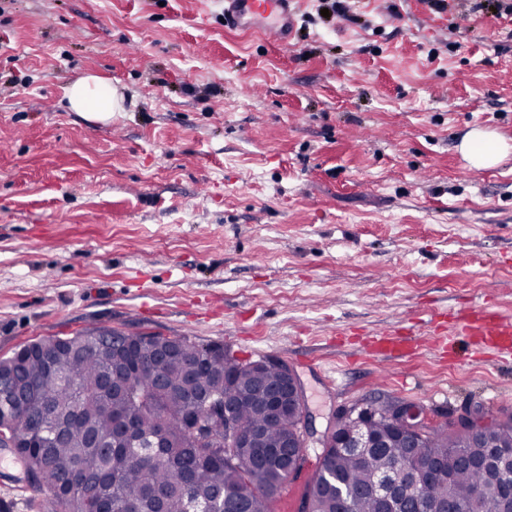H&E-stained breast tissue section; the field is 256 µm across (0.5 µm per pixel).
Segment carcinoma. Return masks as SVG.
Returning a JSON list of instances; mask_svg holds the SVG:
<instances>
[{
  "label": "carcinoma",
  "mask_w": 512,
  "mask_h": 512,
  "mask_svg": "<svg viewBox=\"0 0 512 512\" xmlns=\"http://www.w3.org/2000/svg\"><path fill=\"white\" fill-rule=\"evenodd\" d=\"M110 328L70 336H43L0 358V369L19 365L30 397L0 405V426L17 443V455L48 491L46 512H271L288 480L281 444L292 418L272 416L250 362L224 356L218 344L186 336L143 334L132 351L96 340ZM172 345L163 369L167 387L153 391L157 354ZM238 398L235 423L245 446L224 458V396ZM385 446L360 455L325 448L306 486L309 512H381L370 487L389 469L427 474L447 471L448 480L417 486L401 481L406 512L415 499L428 512L457 495L474 512H500L512 480V420L466 439L445 431L426 436L422 448H402L385 412L370 418ZM163 440L141 454L140 438ZM506 449L501 474L483 464L488 446ZM164 492L157 498V492Z\"/></svg>",
  "instance_id": "obj_1"
}]
</instances>
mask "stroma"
I'll return each mask as SVG.
<instances>
[{
	"instance_id": "35a3bbf8",
	"label": "stroma",
	"mask_w": 512,
	"mask_h": 512,
	"mask_svg": "<svg viewBox=\"0 0 512 512\" xmlns=\"http://www.w3.org/2000/svg\"><path fill=\"white\" fill-rule=\"evenodd\" d=\"M294 0L290 46L224 25V0H13L0 13V357L115 328L278 358L312 428L394 397L434 428L512 415V360L424 343L385 361L371 333L512 316V159L470 168L462 137L512 144V14L476 0ZM123 97L71 111L86 74ZM321 454L275 500L296 512ZM0 512H40L0 448ZM64 97L74 112L89 120L106 123L112 112L121 111V98L114 92L112 81L99 75H86L64 89Z\"/></svg>"
}]
</instances>
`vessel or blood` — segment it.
<instances>
[{
    "mask_svg": "<svg viewBox=\"0 0 512 512\" xmlns=\"http://www.w3.org/2000/svg\"><path fill=\"white\" fill-rule=\"evenodd\" d=\"M291 0H226L224 20L233 26L259 25L264 38L287 45L293 27ZM455 335L474 340L478 350H490L512 357V318L484 305L460 313L455 318ZM418 336L377 337L374 350L379 355L416 350Z\"/></svg>",
    "mask_w": 512,
    "mask_h": 512,
    "instance_id": "1",
    "label": "vessel or blood"
}]
</instances>
